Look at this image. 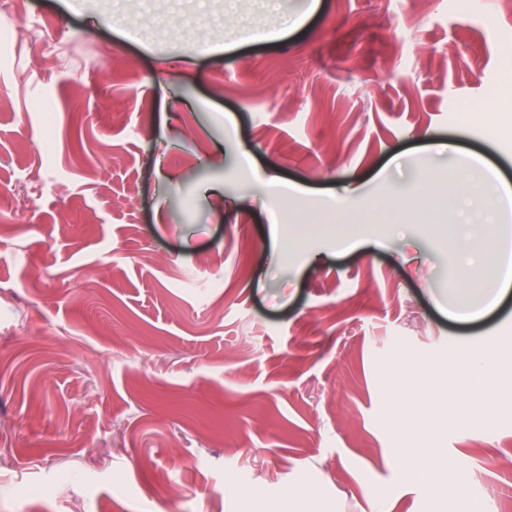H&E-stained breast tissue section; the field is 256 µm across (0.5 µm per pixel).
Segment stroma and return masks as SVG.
<instances>
[{
	"label": "stroma",
	"mask_w": 512,
	"mask_h": 512,
	"mask_svg": "<svg viewBox=\"0 0 512 512\" xmlns=\"http://www.w3.org/2000/svg\"><path fill=\"white\" fill-rule=\"evenodd\" d=\"M308 2L18 0L44 37L0 42V512H512V390L475 426L452 386L484 337L512 357V291L450 316L431 149L512 187V0ZM415 403L463 498L400 471Z\"/></svg>",
	"instance_id": "1"
}]
</instances>
